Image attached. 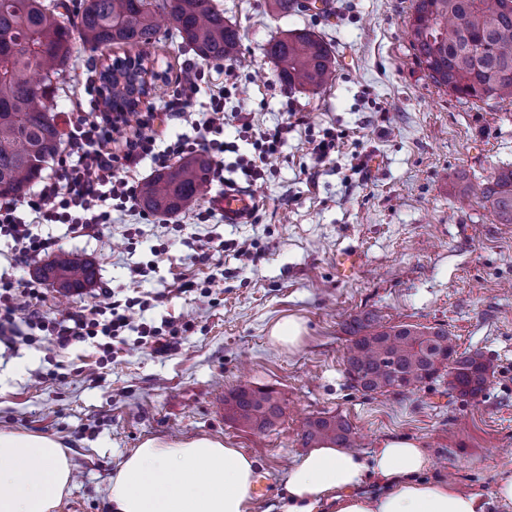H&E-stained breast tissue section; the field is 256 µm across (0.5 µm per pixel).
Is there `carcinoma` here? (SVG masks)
Wrapping results in <instances>:
<instances>
[{
  "instance_id": "carcinoma-1",
  "label": "carcinoma",
  "mask_w": 512,
  "mask_h": 512,
  "mask_svg": "<svg viewBox=\"0 0 512 512\" xmlns=\"http://www.w3.org/2000/svg\"><path fill=\"white\" fill-rule=\"evenodd\" d=\"M411 46L428 78L459 99L512 102V0H413ZM206 63L234 57L238 30L224 22L214 0H0V197L20 198L53 159L61 132L52 103L69 72L76 42L92 52L114 46L145 60L144 48L158 42L161 21ZM265 53L279 65L285 87L319 90L333 80L328 47L308 32L271 39ZM147 68L102 64L99 80L113 105L130 106L134 83L144 93ZM208 156L191 155L140 188V204L150 213L175 215L202 194ZM480 198L503 224H512V170L480 189ZM97 266L67 253L38 270V278L60 292L79 293L97 280ZM346 371L367 394L416 391L448 381V391L474 399L493 369L479 351L460 352L448 330L410 324L386 326L375 315L348 325ZM285 400L271 388L240 385L224 399L229 420L248 429L269 430L284 414ZM329 441L356 447L348 420L324 413L311 418L303 434L307 447Z\"/></svg>"
}]
</instances>
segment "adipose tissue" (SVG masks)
<instances>
[{"instance_id":"1","label":"adipose tissue","mask_w":512,"mask_h":512,"mask_svg":"<svg viewBox=\"0 0 512 512\" xmlns=\"http://www.w3.org/2000/svg\"><path fill=\"white\" fill-rule=\"evenodd\" d=\"M430 458L415 441L389 439L371 457L323 445L300 456L280 492L279 512H485L486 504L445 480L422 481ZM255 461L200 437L146 439L119 463L108 512H251ZM381 487L363 494L367 479ZM73 481L55 438L0 430V512H54Z\"/></svg>"}]
</instances>
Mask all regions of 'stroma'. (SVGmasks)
Returning a JSON list of instances; mask_svg holds the SVG:
<instances>
[{
	"mask_svg": "<svg viewBox=\"0 0 512 512\" xmlns=\"http://www.w3.org/2000/svg\"><path fill=\"white\" fill-rule=\"evenodd\" d=\"M217 2L238 29L246 59L226 111L253 113L263 128L290 108L299 122L257 190L248 223L219 217L193 224L186 211L176 219L190 235L255 241L254 262L220 254L216 305L181 297L150 311L157 321L172 315L194 324L171 356L132 343L108 361L84 346L33 347L0 361V430L49 435L67 449L75 482L56 512H107L109 480L125 455L148 438L198 437L255 459V475L268 488L252 512H269L291 462L306 452L307 419L324 412L347 417L363 455L390 438L415 440L432 460L428 477L491 500L499 475L512 471V224L477 200L460 201L457 186L477 189L512 169V104L465 101L433 84L411 47L412 0H325L320 8L301 0L285 15L270 0ZM302 31L321 38L336 62L332 82L318 91L283 89L278 65L264 51L272 38ZM146 54L164 76L142 106L149 112L168 101L174 77L196 55L168 37ZM98 63L97 53L79 52L53 102L56 121L72 97L86 98ZM326 128L343 139L318 165L309 142ZM356 153L363 169L352 167ZM130 223L142 239L133 251L121 234ZM37 231L54 237L55 252L96 264L92 295L128 287L127 267L136 262H156L142 284L153 292L180 275L201 281L211 273L180 236L126 213H113L93 237L62 224ZM158 243L166 250L155 258L150 248ZM344 251L358 259L346 278L336 272ZM365 312L390 325L443 326L459 350L491 360L486 390L467 401L443 382L412 393L357 390L345 370L346 324ZM290 316L306 328L293 350L269 336ZM243 383L285 398L274 430L259 433L219 417L222 397Z\"/></svg>",
	"mask_w": 512,
	"mask_h": 512,
	"instance_id": "obj_1",
	"label": "stroma"
}]
</instances>
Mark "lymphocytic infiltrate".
Listing matches in <instances>:
<instances>
[{
  "label": "lymphocytic infiltrate",
  "instance_id": "lymphocytic-infiltrate-1",
  "mask_svg": "<svg viewBox=\"0 0 512 512\" xmlns=\"http://www.w3.org/2000/svg\"><path fill=\"white\" fill-rule=\"evenodd\" d=\"M210 78V67L186 64L176 76L165 110L145 113L134 122L125 112H87L82 103H75L66 115L64 148L50 172L23 199L0 198V238L10 242L14 264L35 261L52 250V238L34 233L35 224H64L71 233L92 236L111 223L116 211L147 219L139 204L146 162L161 170L204 152L211 158L209 183H226L228 175L237 173L247 185L264 186L293 124L285 119L271 128H255L249 113L226 112L220 95L211 98L205 112L193 115L195 97ZM174 121L190 124L192 132L169 142L164 128ZM233 122L238 125V142L223 141L226 125ZM242 140L251 145L250 154H240ZM228 152L236 154L234 163H225ZM216 283L213 274L201 282L180 276L168 288L134 296L106 288L103 301L52 315L43 309V289L0 274V343L14 355L33 345L50 350L89 344L114 357L133 331L138 345L165 355L181 345L192 323L164 319L136 324L130 311L145 312L187 294L213 305Z\"/></svg>",
  "mask_w": 512,
  "mask_h": 512
}]
</instances>
